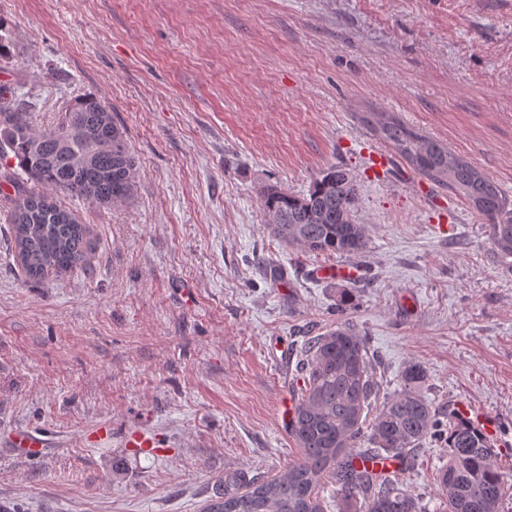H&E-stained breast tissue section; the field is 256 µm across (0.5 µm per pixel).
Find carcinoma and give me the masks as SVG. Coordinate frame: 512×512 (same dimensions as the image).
<instances>
[{
	"instance_id": "obj_1",
	"label": "carcinoma",
	"mask_w": 512,
	"mask_h": 512,
	"mask_svg": "<svg viewBox=\"0 0 512 512\" xmlns=\"http://www.w3.org/2000/svg\"><path fill=\"white\" fill-rule=\"evenodd\" d=\"M108 113L96 98L81 97L58 125L38 131L29 105L0 86V162L14 160L39 187L7 197L11 250L29 280L90 265L91 231L58 203L57 194L114 205L131 201L137 192V162L125 132L104 118ZM365 121L415 171L463 197L488 224L496 253L512 258V200L495 181L389 113L370 112ZM89 152L95 162L77 165L76 156ZM259 198L264 217L270 219L268 229L285 245L339 254H358L366 246V225L355 220L357 179L347 167L329 168L305 193L271 184L260 190ZM302 370L308 386L289 425L301 457L282 476L253 481L243 491L236 488V476H225L224 484L234 490L214 500L207 512H324L319 490L328 478L344 501L360 502L362 512H422L408 488L355 464L349 452L362 436L364 413L380 393L366 338L345 327L315 336L308 342ZM423 378L421 366L410 367L400 389L376 410L371 437L377 448L361 454L405 457L429 439L443 441L448 463L440 469L438 490L448 512H499L505 481L491 448L461 420L443 425L421 392Z\"/></svg>"
}]
</instances>
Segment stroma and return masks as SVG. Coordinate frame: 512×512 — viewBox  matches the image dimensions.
Segmentation results:
<instances>
[{"label":"stroma","instance_id":"obj_1","mask_svg":"<svg viewBox=\"0 0 512 512\" xmlns=\"http://www.w3.org/2000/svg\"><path fill=\"white\" fill-rule=\"evenodd\" d=\"M12 47L0 85L56 125L106 105L140 168L127 204L60 197L95 241L90 271L34 282L0 200V505L19 512H203L224 476L273 478L301 451L282 398L307 337L368 340L381 398L419 364L437 410L456 402L512 436V261L447 187L415 192L401 157L373 177L362 124L389 112L512 198V0H0ZM357 178L359 254L289 247L259 192ZM362 266L357 282L314 267ZM108 425L90 443L88 428ZM29 429L48 451L16 457ZM166 455L126 447L129 431ZM448 450L423 443L399 480L425 512Z\"/></svg>","mask_w":512,"mask_h":512}]
</instances>
